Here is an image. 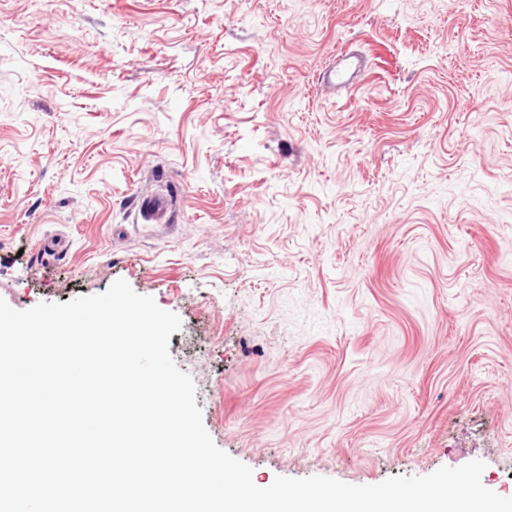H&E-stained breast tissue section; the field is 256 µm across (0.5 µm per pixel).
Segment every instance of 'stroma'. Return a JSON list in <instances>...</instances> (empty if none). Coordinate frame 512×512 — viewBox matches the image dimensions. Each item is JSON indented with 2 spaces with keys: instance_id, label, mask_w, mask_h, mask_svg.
<instances>
[{
  "instance_id": "obj_1",
  "label": "stroma",
  "mask_w": 512,
  "mask_h": 512,
  "mask_svg": "<svg viewBox=\"0 0 512 512\" xmlns=\"http://www.w3.org/2000/svg\"><path fill=\"white\" fill-rule=\"evenodd\" d=\"M118 279L256 486L512 497V0H0V299ZM336 58L337 61L323 72L322 80L342 92L365 70L366 59L357 52L342 53Z\"/></svg>"
}]
</instances>
